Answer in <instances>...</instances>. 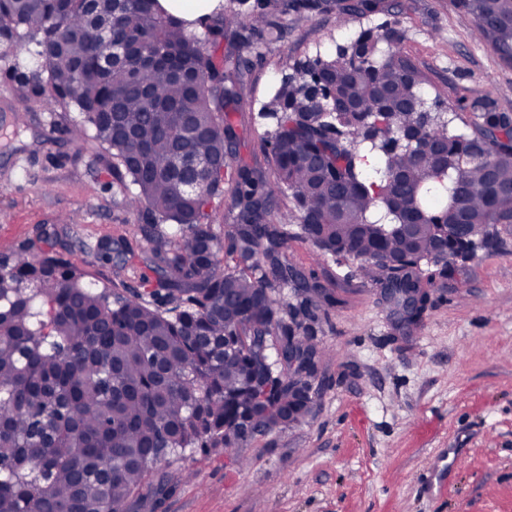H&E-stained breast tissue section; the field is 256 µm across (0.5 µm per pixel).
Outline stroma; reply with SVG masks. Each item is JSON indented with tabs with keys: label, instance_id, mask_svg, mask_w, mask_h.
Returning <instances> with one entry per match:
<instances>
[{
	"label": "stroma",
	"instance_id": "35a3bbf8",
	"mask_svg": "<svg viewBox=\"0 0 512 512\" xmlns=\"http://www.w3.org/2000/svg\"><path fill=\"white\" fill-rule=\"evenodd\" d=\"M347 2L307 12L277 0L276 32L235 40L251 102L233 115L241 159L273 174L259 117L273 85L363 26L395 33L455 130L469 131L489 105L512 112V66L452 0H387L364 17L344 14ZM35 51H0V252L57 229L59 253L86 281L131 295L142 288L146 219L128 208L110 152L80 130L78 113L51 102L44 81L20 77L17 60ZM287 232L291 261L327 294L310 323L324 351L311 413L246 447L164 463L171 491L126 512H512V225L452 260L449 275L426 266L429 305L406 332L355 260L321 255L299 225ZM102 240L123 245V269L97 260ZM452 448L459 463L426 488V463Z\"/></svg>",
	"mask_w": 512,
	"mask_h": 512
}]
</instances>
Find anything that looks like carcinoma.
<instances>
[{
    "instance_id": "1",
    "label": "carcinoma",
    "mask_w": 512,
    "mask_h": 512,
    "mask_svg": "<svg viewBox=\"0 0 512 512\" xmlns=\"http://www.w3.org/2000/svg\"><path fill=\"white\" fill-rule=\"evenodd\" d=\"M501 59L512 60V0H454ZM384 0H352L365 15ZM190 33L159 0H123L108 41L157 44L162 61L135 54L106 63L87 0H0V48L37 41L52 99L73 105L130 177L126 202L152 220L144 295L95 290L53 248L0 255V512H124L167 491L153 465L188 448H242L309 415L321 354L306 320L323 295L288 260L284 226L301 224L325 255L359 271L393 301L424 287L422 263L470 254L512 224V113L487 108L472 133L453 132L427 106L411 58L384 51L388 34L362 28L333 53L293 67L321 88L316 104L281 77L261 116L274 177L247 163L232 176L224 235L206 208L224 193L248 105L243 72L215 48L231 27L273 28L271 13L229 10ZM79 92L68 95L73 84ZM191 118L198 136L185 140ZM210 160L195 192L175 147ZM170 221L156 232L155 221ZM97 258L120 269L110 242ZM301 298L288 303V295ZM237 336L224 345V337ZM298 353L309 373L284 359Z\"/></svg>"
}]
</instances>
